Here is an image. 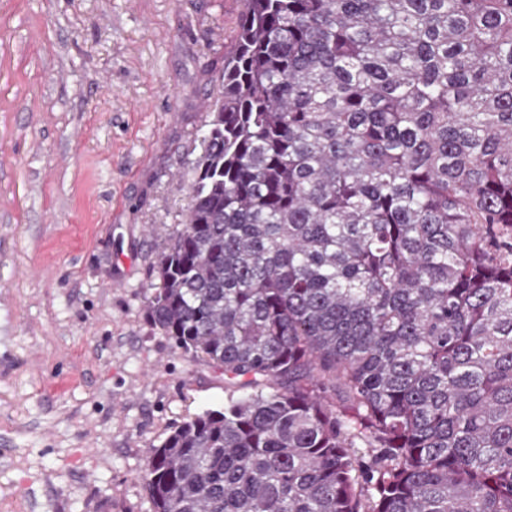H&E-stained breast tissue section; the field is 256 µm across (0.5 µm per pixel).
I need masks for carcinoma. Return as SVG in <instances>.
Instances as JSON below:
<instances>
[{
  "label": "carcinoma",
  "mask_w": 512,
  "mask_h": 512,
  "mask_svg": "<svg viewBox=\"0 0 512 512\" xmlns=\"http://www.w3.org/2000/svg\"><path fill=\"white\" fill-rule=\"evenodd\" d=\"M148 317L224 408L154 512H512V0H244Z\"/></svg>",
  "instance_id": "1"
}]
</instances>
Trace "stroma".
Instances as JSON below:
<instances>
[{
  "mask_svg": "<svg viewBox=\"0 0 512 512\" xmlns=\"http://www.w3.org/2000/svg\"><path fill=\"white\" fill-rule=\"evenodd\" d=\"M243 0H0V512H153L148 449L224 405L149 321Z\"/></svg>",
  "mask_w": 512,
  "mask_h": 512,
  "instance_id": "obj_1",
  "label": "stroma"
}]
</instances>
